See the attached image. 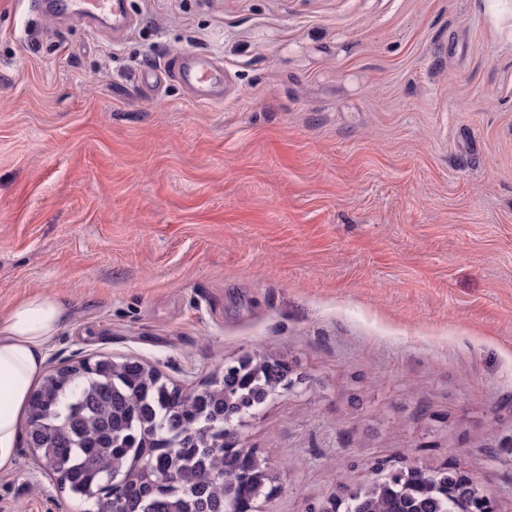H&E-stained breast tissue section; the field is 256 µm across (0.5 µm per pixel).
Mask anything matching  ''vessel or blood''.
<instances>
[{
    "instance_id": "1",
    "label": "vessel or blood",
    "mask_w": 512,
    "mask_h": 512,
    "mask_svg": "<svg viewBox=\"0 0 512 512\" xmlns=\"http://www.w3.org/2000/svg\"><path fill=\"white\" fill-rule=\"evenodd\" d=\"M46 5L50 12L77 21L91 20L116 31L130 23L122 0H47ZM166 72L181 83L195 102L209 104L224 96V64L208 54L173 57L163 69L143 67L141 76L153 83Z\"/></svg>"
}]
</instances>
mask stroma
<instances>
[{
	"mask_svg": "<svg viewBox=\"0 0 512 512\" xmlns=\"http://www.w3.org/2000/svg\"><path fill=\"white\" fill-rule=\"evenodd\" d=\"M120 35L0 0V317L49 292L47 368L185 389L288 362L239 422L310 512L380 459L512 512V0H127ZM204 51L224 100L142 67ZM19 441L0 512H84Z\"/></svg>",
	"mask_w": 512,
	"mask_h": 512,
	"instance_id": "1",
	"label": "stroma"
}]
</instances>
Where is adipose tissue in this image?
Listing matches in <instances>:
<instances>
[{
    "label": "adipose tissue",
    "mask_w": 512,
    "mask_h": 512,
    "mask_svg": "<svg viewBox=\"0 0 512 512\" xmlns=\"http://www.w3.org/2000/svg\"><path fill=\"white\" fill-rule=\"evenodd\" d=\"M70 316L50 293L16 303L0 320V471L10 470L22 420L45 368V347Z\"/></svg>",
    "instance_id": "obj_1"
}]
</instances>
